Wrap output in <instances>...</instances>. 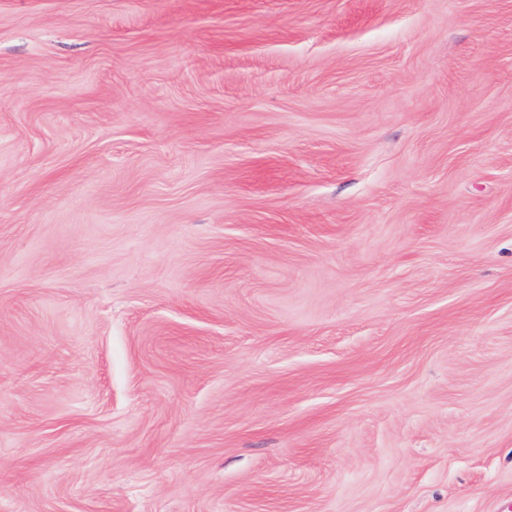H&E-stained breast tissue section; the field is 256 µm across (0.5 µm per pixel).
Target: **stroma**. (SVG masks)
<instances>
[{"label": "stroma", "instance_id": "35a3bbf8", "mask_svg": "<svg viewBox=\"0 0 512 512\" xmlns=\"http://www.w3.org/2000/svg\"><path fill=\"white\" fill-rule=\"evenodd\" d=\"M0 512H512V0H0Z\"/></svg>", "mask_w": 512, "mask_h": 512}]
</instances>
